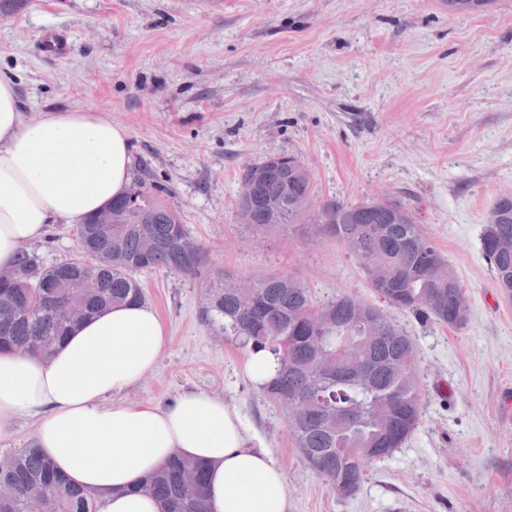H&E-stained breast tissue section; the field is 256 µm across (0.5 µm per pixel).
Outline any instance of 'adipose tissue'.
Instances as JSON below:
<instances>
[{
  "instance_id": "ef3b65f1",
  "label": "adipose tissue",
  "mask_w": 512,
  "mask_h": 512,
  "mask_svg": "<svg viewBox=\"0 0 512 512\" xmlns=\"http://www.w3.org/2000/svg\"><path fill=\"white\" fill-rule=\"evenodd\" d=\"M132 167L127 131L104 113H24L13 82L0 78V269L51 225L81 224L120 196ZM166 342L153 306L122 303L78 323L50 356L0 352V440L32 422L42 453L98 495L101 512H161L137 486L176 454L207 464L210 512H288L282 471L249 445L222 398L188 391L166 407L121 399Z\"/></svg>"
}]
</instances>
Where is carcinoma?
<instances>
[{"instance_id": "cac0c4a2", "label": "carcinoma", "mask_w": 512, "mask_h": 512, "mask_svg": "<svg viewBox=\"0 0 512 512\" xmlns=\"http://www.w3.org/2000/svg\"><path fill=\"white\" fill-rule=\"evenodd\" d=\"M263 163L279 169L261 189L262 196L282 197L291 191L311 194L304 163L294 156H273ZM160 190L146 187L141 207L129 210L117 198L112 210L125 223L112 225L106 237L103 224H80V249L101 260L64 267L74 287L52 302L54 270L42 267L26 254L0 282V349L48 355L81 320L118 303L145 301L134 273L165 270L194 280L205 288L203 317L218 335L230 336L250 352L266 351L277 363L274 376L260 387L262 395L288 413V431L310 468L337 494L347 483H361L365 466L374 461L352 455V448H381L379 458L391 456L413 435L421 417L422 388L418 360L409 334L380 308L379 319L363 322L357 310L366 303L347 296L315 301L309 288L288 276L269 274L251 280L250 291L215 273L207 250L195 241L173 209L159 198ZM404 222H388L384 208L370 200L322 206L318 230L336 239L358 258L366 272L383 270L389 292L376 288L392 309L461 329L467 318H456L457 307L468 301L448 259L424 235L413 214L399 205ZM306 214L288 209L276 220L256 208L250 227L260 233L287 232L304 223ZM481 248L490 262L502 294L512 298V197L497 198L489 209ZM92 278L95 288H76ZM370 350L376 364L375 391L363 395L339 373L328 377L323 366L331 361L340 369L352 360L356 348ZM307 395L339 413L361 409L347 421L311 411L298 417L291 410ZM208 467L201 461L174 456L147 476L140 488L159 499L164 512H209ZM0 512H100L98 497L71 485L42 456L36 443L0 462Z\"/></svg>"}]
</instances>
